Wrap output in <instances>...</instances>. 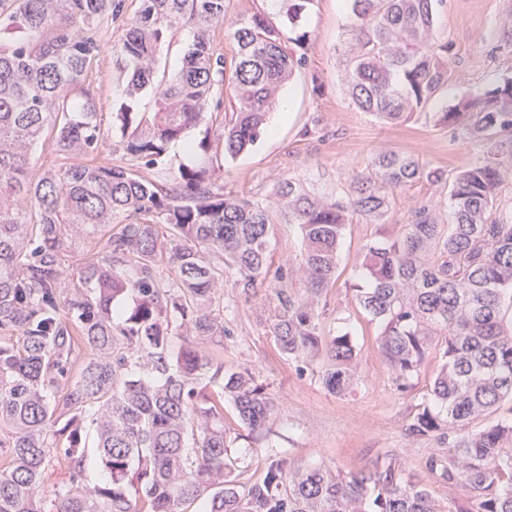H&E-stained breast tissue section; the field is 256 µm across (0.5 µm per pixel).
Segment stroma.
Returning <instances> with one entry per match:
<instances>
[{"label": "stroma", "instance_id": "1", "mask_svg": "<svg viewBox=\"0 0 512 512\" xmlns=\"http://www.w3.org/2000/svg\"><path fill=\"white\" fill-rule=\"evenodd\" d=\"M439 15L436 37L448 46V83L441 97L449 104L485 94L512 78V49L501 46L500 24L512 11V0H446ZM351 24L347 0H316L308 18L311 40L306 62L283 90L292 101V114L276 135H262L247 152L224 162V188L255 200L271 197L282 180L293 178L313 195L346 191L353 172L364 169L379 151L395 149L420 162L455 173L483 158L481 141L461 129L434 125L427 112H418L399 125L378 122L358 110L342 81L344 46ZM116 24L103 25L102 53L87 82L99 108L102 129L115 149L113 163L129 165L112 129V103L120 94L112 40ZM436 204L440 219H447V197L439 188L419 183L397 198L392 221L408 223L413 203ZM375 228L365 223L348 225L339 251L338 278L324 295V335H335L347 322L358 352L357 380L343 396L329 393L315 371L298 374L281 356L273 335L270 291L245 296L224 290L222 314L233 334L216 350L215 361L225 369L255 372L280 403L265 440L252 442L232 405L224 407V425L230 438L229 454L238 458L251 480L260 479L270 451L281 453L294 466L322 465L343 474L371 469L391 455L404 459L432 498L440 505L460 497L461 491L438 482L425 463L437 450L431 440H413L405 426L430 399L438 358H428L410 389L398 391L376 346L377 322L363 314L351 284L358 281L357 258Z\"/></svg>", "mask_w": 512, "mask_h": 512}]
</instances>
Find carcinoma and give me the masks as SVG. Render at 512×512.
I'll return each mask as SVG.
<instances>
[{
	"instance_id": "carcinoma-1",
	"label": "carcinoma",
	"mask_w": 512,
	"mask_h": 512,
	"mask_svg": "<svg viewBox=\"0 0 512 512\" xmlns=\"http://www.w3.org/2000/svg\"><path fill=\"white\" fill-rule=\"evenodd\" d=\"M268 2L272 12L231 22L229 58L212 38L228 21L227 0H141L122 20L112 126L156 173L147 179L98 161L105 134L85 85L101 25L121 20L124 0H0V448L9 449L0 512H512V215L499 211L509 169L497 138L512 129V79L431 113L484 142L483 160L450 177L385 150L351 175L344 195L315 197L288 179L260 201L224 191L221 164L170 171L167 149L190 128L201 134L192 152L234 158L253 146L304 65L315 0ZM348 2L351 101L383 124L410 120L448 82V45L435 35L444 0ZM285 28L298 50L284 43ZM179 29L189 33L181 66L160 77L158 56ZM147 96L153 107L141 112ZM49 133L55 151L88 162L34 174L31 150ZM420 182L448 189L450 223L418 204L391 229L397 196ZM280 214L298 225L301 248L275 263L268 238ZM120 217L134 222L112 230ZM356 220L375 225L376 237L359 250L364 284L352 291L381 325L396 388H409L429 356L442 361L430 402L405 432L435 441L443 455L427 471L467 491L446 511L396 457L344 476L275 455L254 482L241 481L228 457L224 402L256 436L277 404L251 371L213 363L211 349L231 335L214 315L224 279L246 295L269 288L280 354L302 373L317 367L327 391L344 395L356 346L345 326L323 336L322 297ZM102 229L77 281L65 282L63 253ZM161 265L173 274L166 282ZM127 294L133 306H117ZM90 447L105 481L85 477ZM59 455L68 481L47 487Z\"/></svg>"
}]
</instances>
